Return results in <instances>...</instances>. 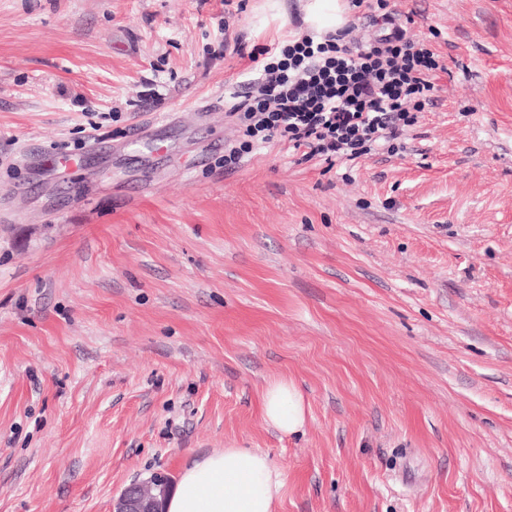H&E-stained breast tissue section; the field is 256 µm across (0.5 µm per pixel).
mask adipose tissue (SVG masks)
I'll return each mask as SVG.
<instances>
[{
	"label": "adipose tissue",
	"instance_id": "ef3b65f1",
	"mask_svg": "<svg viewBox=\"0 0 512 512\" xmlns=\"http://www.w3.org/2000/svg\"><path fill=\"white\" fill-rule=\"evenodd\" d=\"M264 421L285 435L304 426V400L293 382L270 381L262 395ZM287 476L268 455L227 448L185 467L167 496L165 512H276Z\"/></svg>",
	"mask_w": 512,
	"mask_h": 512
}]
</instances>
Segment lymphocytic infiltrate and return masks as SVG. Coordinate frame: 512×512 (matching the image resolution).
<instances>
[{
  "label": "lymphocytic infiltrate",
  "mask_w": 512,
  "mask_h": 512,
  "mask_svg": "<svg viewBox=\"0 0 512 512\" xmlns=\"http://www.w3.org/2000/svg\"><path fill=\"white\" fill-rule=\"evenodd\" d=\"M234 52L260 68L231 107L242 138L224 155L228 169L275 141L303 159L320 156L330 164L379 149L395 152L405 127L438 90L432 74L439 61L396 22L363 40H349L342 29L297 35L257 53L238 45Z\"/></svg>",
  "instance_id": "f902f5d3"
}]
</instances>
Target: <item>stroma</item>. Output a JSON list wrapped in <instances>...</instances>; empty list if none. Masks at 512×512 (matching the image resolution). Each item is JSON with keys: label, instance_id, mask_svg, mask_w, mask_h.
<instances>
[{"label": "stroma", "instance_id": "obj_1", "mask_svg": "<svg viewBox=\"0 0 512 512\" xmlns=\"http://www.w3.org/2000/svg\"><path fill=\"white\" fill-rule=\"evenodd\" d=\"M239 2L0 0V512L227 448L286 471L277 512H512V0H389L445 65L397 154L228 170L234 46L306 28ZM264 421L284 435L298 433L304 426V400L293 382L286 378L270 381L262 395Z\"/></svg>", "mask_w": 512, "mask_h": 512}]
</instances>
